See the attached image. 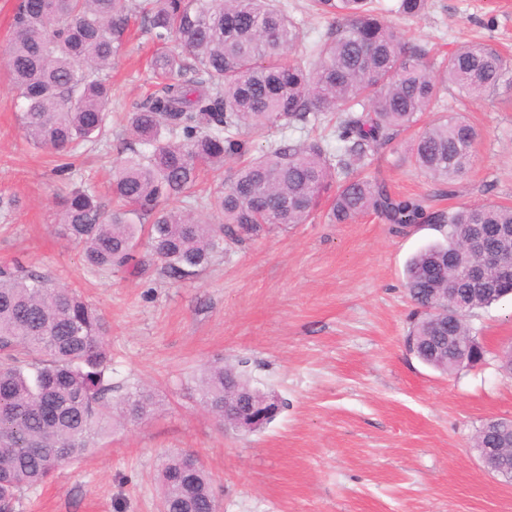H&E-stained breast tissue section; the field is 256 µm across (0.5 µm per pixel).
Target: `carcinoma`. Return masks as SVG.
Segmentation results:
<instances>
[{
    "mask_svg": "<svg viewBox=\"0 0 512 512\" xmlns=\"http://www.w3.org/2000/svg\"><path fill=\"white\" fill-rule=\"evenodd\" d=\"M310 7L328 20V31L290 63L303 23L281 0H16L5 54L22 100L20 121L34 146L62 160L107 140L108 70L123 53L133 14L156 44L153 90L127 113L140 148L115 171L111 205L89 181L63 200L64 234L82 246L90 271L141 268L145 229L160 274L193 276L226 244L306 223L324 197L337 224L369 211L401 227L430 221L423 199L395 196L351 168L415 125L448 86L476 98L494 93L507 72L503 57L490 45H462L436 71L370 0H311ZM426 7L427 0H398L397 13L417 17ZM329 114L338 116L336 151L318 139L283 136L251 153L252 136L313 127ZM478 137L451 113L417 135L410 160L450 189L470 167ZM227 164L224 188L204 202L222 223L170 206L193 197L201 171L221 175ZM439 222L445 242L420 250L406 266L419 309L410 335L417 357L451 374L447 355L429 352L431 322L444 323L446 336H466L467 318L503 298L471 281L469 271L482 259L458 243V231L503 232L501 258L512 265V207L461 205ZM449 282L466 302L459 318L448 303L431 304V289ZM107 335L98 309L79 291L20 264L0 266V512H16L23 493L89 454L113 425L152 415L155 397L146 389L112 402ZM199 390L221 422L226 406L262 405L244 376L220 361L204 370ZM160 484L166 512H207L213 501L210 478L192 452L170 455Z\"/></svg>",
    "mask_w": 512,
    "mask_h": 512,
    "instance_id": "1",
    "label": "carcinoma"
}]
</instances>
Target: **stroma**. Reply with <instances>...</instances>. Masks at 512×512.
Instances as JSON below:
<instances>
[{
	"label": "stroma",
	"mask_w": 512,
	"mask_h": 512,
	"mask_svg": "<svg viewBox=\"0 0 512 512\" xmlns=\"http://www.w3.org/2000/svg\"><path fill=\"white\" fill-rule=\"evenodd\" d=\"M397 0L382 15L435 63L460 45L495 46L512 65V0H429L404 18ZM133 20L108 72L112 138L58 173L19 121V101L0 55V264L20 262L78 290L109 326L112 397L145 387L158 410L138 426H116L96 450L61 467L24 496L18 512H159L166 455L196 453L211 477L219 512H512V481L486 472L473 447L479 426L512 416V378L499 353L512 343V301L477 310L471 331L482 362L443 375L408 349L415 306L405 287L409 258L444 231L397 227L367 213L330 222L327 206L303 224L218 254L197 276L89 273L82 248L62 234V198L92 179L107 197L115 166L132 144L125 107L152 89L155 47ZM450 111L480 133L473 163L454 196L442 197L409 161L413 131L361 162V175L429 211L494 201L512 206V69L497 94L451 91ZM235 366L251 386L276 396V418L250 433L220 426L203 408L201 370Z\"/></svg>",
	"instance_id": "1"
}]
</instances>
